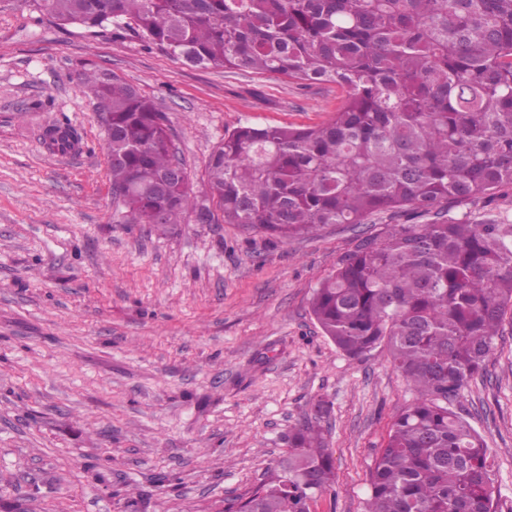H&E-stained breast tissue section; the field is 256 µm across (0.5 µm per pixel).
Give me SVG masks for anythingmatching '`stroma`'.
Instances as JSON below:
<instances>
[{
  "mask_svg": "<svg viewBox=\"0 0 512 512\" xmlns=\"http://www.w3.org/2000/svg\"><path fill=\"white\" fill-rule=\"evenodd\" d=\"M94 65L164 113L196 196L242 125L328 121L333 83L194 67L125 28L90 35L31 0H0V512H222L277 470L286 435L319 422L336 480L310 512H364L368 472L415 394L387 348L354 359L310 302L388 218L278 241L234 224H128L112 197ZM70 121L80 152L43 131ZM512 224V190L454 207ZM452 409L485 442L494 508L512 512V323Z\"/></svg>",
  "mask_w": 512,
  "mask_h": 512,
  "instance_id": "35a3bbf8",
  "label": "stroma"
}]
</instances>
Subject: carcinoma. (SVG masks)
<instances>
[{"label": "carcinoma", "instance_id": "1", "mask_svg": "<svg viewBox=\"0 0 512 512\" xmlns=\"http://www.w3.org/2000/svg\"><path fill=\"white\" fill-rule=\"evenodd\" d=\"M59 24L134 23L149 46L194 66L334 83L345 92L313 127L224 134L206 179L224 223L288 240L373 214L404 218L362 240L316 289L311 312L347 356L381 344L416 398L369 473L365 512H495L481 437L448 402L482 375L512 314V224L450 216L512 187V0H31ZM112 192L130 224L165 229L193 201L165 117L93 66ZM46 147L82 149L55 123ZM282 474L224 512H309L334 481L322 428L288 433Z\"/></svg>", "mask_w": 512, "mask_h": 512}]
</instances>
